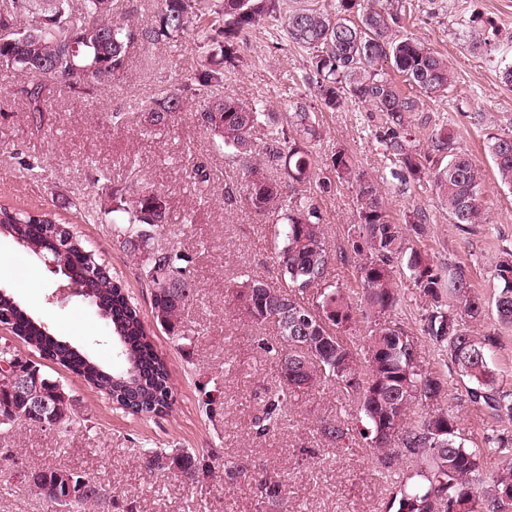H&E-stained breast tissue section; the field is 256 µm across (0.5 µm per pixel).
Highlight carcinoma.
<instances>
[{"mask_svg": "<svg viewBox=\"0 0 512 512\" xmlns=\"http://www.w3.org/2000/svg\"><path fill=\"white\" fill-rule=\"evenodd\" d=\"M357 0H337L335 11L306 6L284 16L288 38L309 49L308 76L317 89L320 106L329 111L349 103L367 104L386 119V144L393 173L401 184H420L427 174L422 155L400 136L407 115L419 109V95L448 91L452 76L448 62L413 37L397 38L392 25L398 15L389 8L368 9L358 20L350 18ZM114 0H83L73 14L67 0H11L8 18L11 33L0 36V67L32 75L26 90L28 112L44 111L46 92L54 85L70 89L85 80L99 84L123 72L131 46L153 44L199 34L206 44H216L223 62L206 49L194 76L204 104L195 117L209 130L232 159L249 161L256 152L254 135L263 130L262 163L248 166L245 201L259 213H278L281 247L279 264L288 287L272 286L259 279L244 282L249 316L256 323L271 321L277 328L280 350L277 366L288 361V374L278 371L279 383L267 392L255 418V434L267 436L279 429L281 410L288 400L307 395L325 382L338 384L358 403L364 421V439L376 450L375 463L383 471L396 470L405 453L418 461L402 472L389 508L395 512H432L433 500L448 504L444 512H512V461L504 460L484 479L487 456L467 445L457 416L445 409L427 412L408 421V411L444 393L440 378L422 369L417 337L388 318L400 298L394 289L395 265L410 273L424 306V335L455 352L448 358L470 400L492 414L512 418V401L500 391L490 366L497 345L491 334L476 336L466 319L477 320L490 313L503 325H512V252L504 251L495 266L493 294L485 298L472 291L467 270L459 266L443 279L430 259L408 245L400 225L386 211L381 191L372 180L357 175L359 224L348 234L354 254L360 256L357 273L362 295L356 306L341 288L329 282L328 251L320 207L321 196L331 193L334 183L353 173V162L336 150L330 162L319 166L308 141L316 137L310 113L298 102H288L287 125L266 111L263 103L246 104L221 94L224 68L236 66L241 36L268 18L280 16V0H157L155 24L136 27L112 21ZM186 97L163 89L146 102L143 111L154 125L185 111ZM433 151L448 157L433 173V187L448 209L453 223H481V173L466 153L456 150L454 137L440 128L432 140ZM503 185L512 189V136H493L486 145ZM281 170L288 179L312 181L316 191L286 199L281 185L264 170ZM128 196L106 214L124 213L113 225L114 236L124 249L136 253L152 235L144 229L165 223L166 197L133 182ZM8 235L37 256L53 262L62 276L80 284L94 300L98 314L118 339L126 357L120 373L105 370L72 346L55 339L47 328L29 319L11 300L0 296V306L11 310L17 336L40 356L60 364L131 415L159 416L169 408L171 386L165 360L156 352L139 309L128 305L129 295L110 269L96 256L74 226H67L44 212H30L0 205V235ZM185 257L175 248L153 254L148 271L153 318L173 339L186 338L182 310L193 296ZM316 288L310 305L297 293ZM449 303H443V295ZM374 319L365 344L355 350L340 333L360 320ZM26 373L38 385L53 411L51 427H68L76 421L75 399L57 380L26 359ZM0 380V428L31 426L37 418ZM318 430L338 445L349 440V428L326 418ZM149 462L172 470L193 482L213 474L212 450L150 448ZM38 481L30 484L37 494L42 487L66 477L73 486L60 485L52 506L54 512H88L105 508L110 493L85 475L67 469H32ZM260 504L288 509L284 480L265 473L257 479Z\"/></svg>", "mask_w": 512, "mask_h": 512, "instance_id": "1", "label": "carcinoma"}]
</instances>
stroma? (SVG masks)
<instances>
[{
	"mask_svg": "<svg viewBox=\"0 0 512 512\" xmlns=\"http://www.w3.org/2000/svg\"><path fill=\"white\" fill-rule=\"evenodd\" d=\"M401 15L397 34H410L447 58L454 82L446 96L427 97L410 113L406 140L418 152L432 150L440 127L454 134L459 151L469 154L485 174L482 206L485 223L461 228L431 185L402 188L388 168L381 113L352 103L338 112L318 108L316 88L306 80L309 55L289 42L277 27L263 24L239 43L240 62L224 76L225 95L267 102L280 111L284 102L306 104L318 137L313 148L328 162L345 149L358 170L379 182L385 205L396 222L407 212L424 217L423 233L405 228L412 247L428 255L441 275L465 266L476 293L490 296L493 270L503 250L512 251V190L501 186L484 151L489 137L512 133V84L503 73L512 68V0H394ZM200 42L188 34L150 46L134 45L123 73L105 86L73 93L61 87L50 95L47 112L33 120L25 91L32 78L0 67V203L57 214L77 225L100 258L120 278L151 327L157 352L172 382L169 410L135 418L115 408L83 378L29 352L30 360L62 383L78 402L77 424L61 430L27 426L0 430V512H51L32 494L21 472L26 468H70L112 493L110 512H256L258 490L248 476L224 475L228 461H245L260 472L280 474L294 512H385L395 484L379 473L362 438L356 405L342 389H323L289 402L274 435L258 439L253 422L265 391L277 383L271 344L277 333L269 322L255 323L241 296L247 276L280 285L275 217L245 202V166L225 158L209 131L195 118L200 98L188 94L187 108L167 122L147 123L140 104L164 88H184L195 72ZM125 121L113 123V113ZM35 170H28V163ZM212 173L209 184L187 176L193 165ZM142 186L168 200L166 224L156 228L152 248L174 247L191 259L188 270L196 294L182 320L188 339L172 340L155 326L151 293L142 280L147 253L123 250L106 225L82 222L76 205H110L113 189L124 187L130 173ZM331 254V283L359 299V258L347 232L357 222V182L337 183L321 201ZM25 259L30 276L17 280L13 266ZM400 296L397 320L418 338L424 371L448 383L437 407L453 412L469 446L482 448L488 436L512 435V420L497 418L472 403L448 363L444 348L423 335L422 308L407 270L395 275ZM64 280L43 260L25 255L16 242L0 238V291L11 293L28 313L45 321L53 335L78 346L111 367L121 361L96 309L79 296L60 298ZM474 335L494 334L491 355L499 386L512 395V325L487 316L471 322ZM342 421L351 431L340 447L320 435V419ZM149 448H213L215 473L200 483L149 465Z\"/></svg>",
	"mask_w": 512,
	"mask_h": 512,
	"instance_id": "obj_1",
	"label": "stroma"
}]
</instances>
